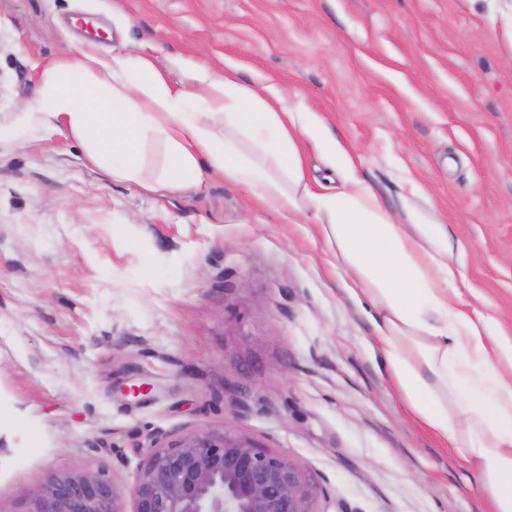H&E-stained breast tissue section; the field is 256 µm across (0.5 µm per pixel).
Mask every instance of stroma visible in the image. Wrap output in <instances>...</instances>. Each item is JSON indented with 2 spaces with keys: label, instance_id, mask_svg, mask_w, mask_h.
I'll use <instances>...</instances> for the list:
<instances>
[{
  "label": "stroma",
  "instance_id": "1",
  "mask_svg": "<svg viewBox=\"0 0 512 512\" xmlns=\"http://www.w3.org/2000/svg\"><path fill=\"white\" fill-rule=\"evenodd\" d=\"M91 27L172 81L233 67L318 118L395 221L447 224L462 303L512 335V0H0V512L89 465L130 487L147 435L190 429L288 456L317 512H492L399 398L312 212L222 176L149 191L74 137L12 136Z\"/></svg>",
  "mask_w": 512,
  "mask_h": 512
}]
</instances>
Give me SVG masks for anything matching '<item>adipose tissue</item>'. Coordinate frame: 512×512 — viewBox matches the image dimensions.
<instances>
[{
	"label": "adipose tissue",
	"mask_w": 512,
	"mask_h": 512,
	"mask_svg": "<svg viewBox=\"0 0 512 512\" xmlns=\"http://www.w3.org/2000/svg\"><path fill=\"white\" fill-rule=\"evenodd\" d=\"M171 84L147 55L117 58L92 41L45 69L15 136L29 126L72 135L113 176L141 178L140 146L159 137L166 172L150 191L227 177L282 210H310L330 250L351 271V297L372 300L370 319L399 395L459 449L493 512H512V337L457 301L448 227L410 208L395 223L356 174L352 157L316 118L286 126L268 86L241 85L234 70ZM341 173L336 192L305 182L298 136Z\"/></svg>",
	"instance_id": "adipose-tissue-1"
}]
</instances>
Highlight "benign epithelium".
Wrapping results in <instances>:
<instances>
[{
	"label": "benign epithelium",
	"mask_w": 512,
	"mask_h": 512,
	"mask_svg": "<svg viewBox=\"0 0 512 512\" xmlns=\"http://www.w3.org/2000/svg\"><path fill=\"white\" fill-rule=\"evenodd\" d=\"M150 448L128 489L92 467L55 473L20 512H317L306 471L242 434L188 430Z\"/></svg>",
	"instance_id": "benign-epithelium-1"
}]
</instances>
